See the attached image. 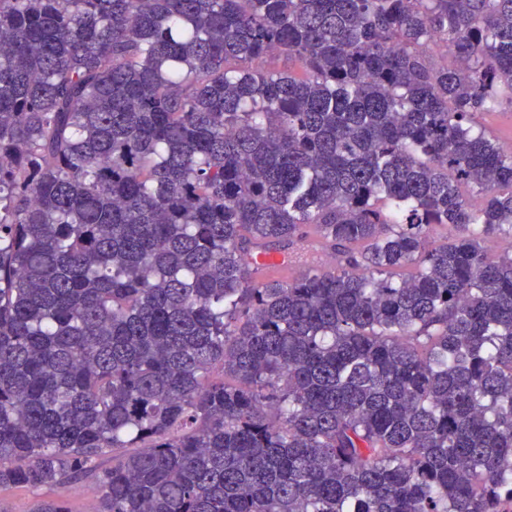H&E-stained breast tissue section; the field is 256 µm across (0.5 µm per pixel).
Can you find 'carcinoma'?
I'll return each instance as SVG.
<instances>
[{
  "instance_id": "obj_1",
  "label": "carcinoma",
  "mask_w": 512,
  "mask_h": 512,
  "mask_svg": "<svg viewBox=\"0 0 512 512\" xmlns=\"http://www.w3.org/2000/svg\"><path fill=\"white\" fill-rule=\"evenodd\" d=\"M504 102L512 0H0V486L504 512ZM476 120L500 142H512V108L507 104H503L495 112L480 114Z\"/></svg>"
}]
</instances>
